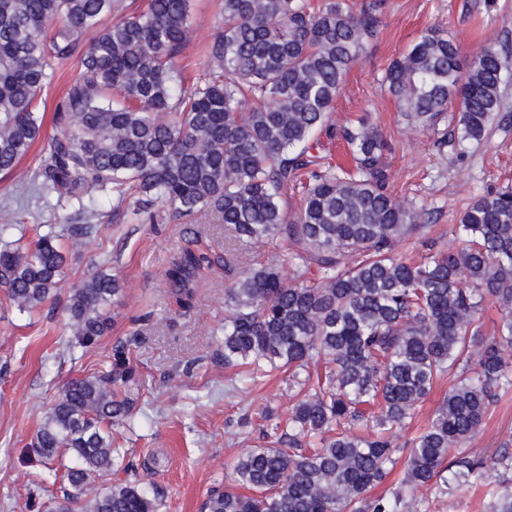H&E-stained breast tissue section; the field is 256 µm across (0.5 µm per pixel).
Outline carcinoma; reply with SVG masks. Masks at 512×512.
Wrapping results in <instances>:
<instances>
[{"instance_id":"1","label":"carcinoma","mask_w":512,"mask_h":512,"mask_svg":"<svg viewBox=\"0 0 512 512\" xmlns=\"http://www.w3.org/2000/svg\"><path fill=\"white\" fill-rule=\"evenodd\" d=\"M212 69L184 85L178 58L189 42L190 0H0V174L13 173L44 141L33 190L83 203L110 192L138 212L173 220L214 215L234 240L288 247L285 264L236 273L229 255L184 249L166 280L183 313L204 271L224 268L227 369L261 378L289 372L298 388L285 424L240 455L232 481L210 488L200 512H420L417 489L444 494L512 472L462 451L500 393L512 390V185L476 197L452 226L458 247L430 244L414 261L396 243L420 214L390 191L386 143L364 117L341 130L354 168L336 169L315 134L325 126L351 67L377 34L380 0H223ZM79 76L45 135L38 105L52 62ZM512 50L466 55L437 28L393 60L383 81L410 126L450 121L480 141L502 112ZM457 112L448 114V107ZM305 182L296 211L281 198ZM52 224L24 249L0 250V287L29 314L55 299L67 261ZM121 280L99 269L69 290L70 347L87 349L112 329L106 308ZM498 303L482 334L478 314ZM138 333L112 345L106 368L67 381L45 413L33 452L63 470L62 496L46 512H159L143 486L149 459L114 446L112 428L133 418L140 383ZM325 360L316 377L310 365ZM448 389L407 449L399 486L377 496L400 460L395 431L408 426L442 376ZM370 431L365 437L354 430ZM125 479L112 482V473Z\"/></svg>"}]
</instances>
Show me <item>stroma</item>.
Masks as SVG:
<instances>
[{
    "instance_id": "35a3bbf8",
    "label": "stroma",
    "mask_w": 512,
    "mask_h": 512,
    "mask_svg": "<svg viewBox=\"0 0 512 512\" xmlns=\"http://www.w3.org/2000/svg\"><path fill=\"white\" fill-rule=\"evenodd\" d=\"M385 0L376 38L350 70L329 123L340 129L369 117L388 143L385 160L391 190L406 206L423 210L422 229L398 242L410 258L427 243L452 245V224L471 200L488 187L512 183V122L493 126L480 142L436 144L433 131L409 128L395 99L382 84L391 61L407 52L422 31H447L464 52L484 44L512 42V0ZM221 0H191L190 40L183 52L186 75L198 79L210 70L206 46L218 32ZM38 163L30 153L16 171L0 177V246L34 242L44 225L65 228L83 223L77 201L28 193ZM92 236H65L70 247L65 285L83 281L92 265L123 284L111 305L114 326L90 350H68L64 300L27 314L12 307L0 288V512H42L60 480L31 451L45 411L69 379L105 367L112 344L139 331L132 356L141 385L134 420L115 430L122 448L151 454L147 488L164 492L160 512H198L207 491L231 479L232 463L260 444L271 418L286 419L294 402L288 376L251 381L246 370H229L211 361L217 332L224 326L225 273L207 271L190 314L178 315L165 283V271L184 248L221 253L231 250L237 271L258 262H281L282 247L271 240L231 245L217 218L198 215L191 234L182 222L134 215L132 203L112 195L95 197ZM512 447V393L492 406L479 433L465 445L473 456L491 459ZM429 512H489L494 499L472 486L441 495L418 492Z\"/></svg>"
}]
</instances>
